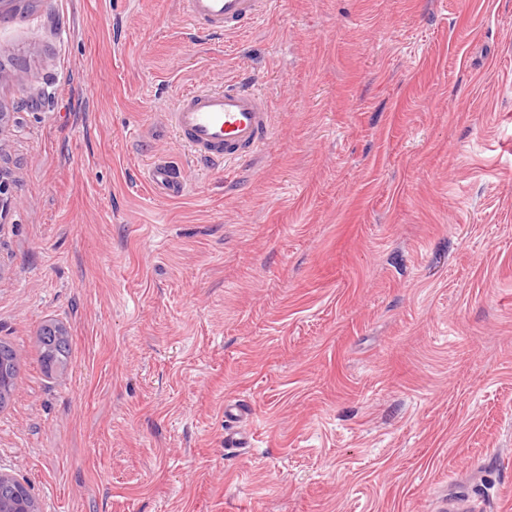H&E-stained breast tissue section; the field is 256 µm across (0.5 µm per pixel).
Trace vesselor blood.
Wrapping results in <instances>:
<instances>
[{
    "label": "vessel or blood",
    "instance_id": "vessel-or-blood-1",
    "mask_svg": "<svg viewBox=\"0 0 512 512\" xmlns=\"http://www.w3.org/2000/svg\"><path fill=\"white\" fill-rule=\"evenodd\" d=\"M187 15L209 29L234 31L265 20L273 0H183ZM170 122L193 157L215 163L240 160L265 143L272 114L262 98L245 85L221 91L201 88L184 95ZM147 183L166 198L185 195L180 168L164 158L145 173Z\"/></svg>",
    "mask_w": 512,
    "mask_h": 512
}]
</instances>
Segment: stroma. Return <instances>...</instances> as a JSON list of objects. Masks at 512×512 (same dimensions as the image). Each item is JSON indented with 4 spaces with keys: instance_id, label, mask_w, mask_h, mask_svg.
<instances>
[{
    "instance_id": "stroma-1",
    "label": "stroma",
    "mask_w": 512,
    "mask_h": 512,
    "mask_svg": "<svg viewBox=\"0 0 512 512\" xmlns=\"http://www.w3.org/2000/svg\"><path fill=\"white\" fill-rule=\"evenodd\" d=\"M0 70V470L41 512H512V0H278L227 34L22 0ZM232 82L271 139L196 161L168 114ZM145 180L157 194L169 199L180 198L187 191L180 168L165 158H158L147 167ZM42 345V363L47 374L63 368L66 363L67 340L65 336L52 335L51 330H43L40 338ZM16 353L7 344L0 342V407L5 402L11 393L14 385V380L17 375V369H15ZM7 367V377H4L2 373L3 367Z\"/></svg>"
}]
</instances>
